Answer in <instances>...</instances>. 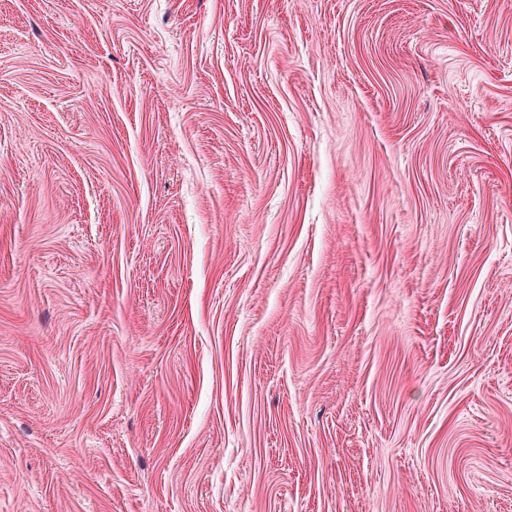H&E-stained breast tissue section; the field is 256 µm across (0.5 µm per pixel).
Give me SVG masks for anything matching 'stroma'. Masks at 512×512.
<instances>
[{
  "label": "stroma",
  "mask_w": 512,
  "mask_h": 512,
  "mask_svg": "<svg viewBox=\"0 0 512 512\" xmlns=\"http://www.w3.org/2000/svg\"><path fill=\"white\" fill-rule=\"evenodd\" d=\"M0 512H512V0H0Z\"/></svg>",
  "instance_id": "1"
}]
</instances>
